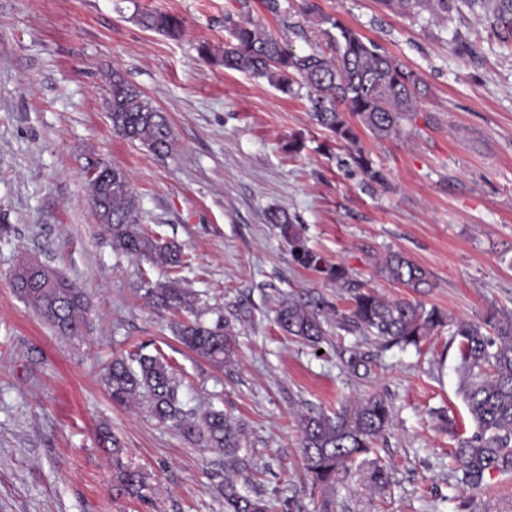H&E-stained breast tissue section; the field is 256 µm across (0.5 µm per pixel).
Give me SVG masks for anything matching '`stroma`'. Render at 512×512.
Segmentation results:
<instances>
[{"mask_svg":"<svg viewBox=\"0 0 512 512\" xmlns=\"http://www.w3.org/2000/svg\"><path fill=\"white\" fill-rule=\"evenodd\" d=\"M314 3L308 15L304 0H0V224L13 227L0 238V512H224L211 488L222 457L113 403L103 384L112 357L140 345L183 374L195 404L242 425L271 512L288 498L299 512H455L461 499L470 512H512V475L474 490L458 481L451 453L474 425L448 329L385 349L336 327L353 286L456 321L512 315V51L467 9L436 24L381 0ZM149 11L179 16L183 35L142 28L136 17ZM228 12L298 54L322 43L317 19L330 14L423 77L429 92L400 138L358 131L386 185L366 187L338 165L345 150L312 123L305 99L199 57V44L223 46ZM115 69L167 115V156L113 131ZM293 138L300 153L285 149ZM94 165L125 170L142 224L181 247L178 273L113 250L85 179ZM274 208L297 216L307 247L344 265L348 285L293 262L267 221ZM391 250L427 269L433 288L415 296L383 278L377 264ZM23 257L83 290L81 340L59 337L14 294L10 272ZM173 275L197 293L200 321L230 333L223 367L179 342L181 315L145 298V282ZM310 292L325 302L317 350L275 321L280 300ZM352 348L370 360L368 375L345 368ZM373 395L393 409L376 444L386 487H371L358 462L309 494L301 415ZM106 433L147 473L142 497L116 486Z\"/></svg>","mask_w":512,"mask_h":512,"instance_id":"1","label":"stroma"}]
</instances>
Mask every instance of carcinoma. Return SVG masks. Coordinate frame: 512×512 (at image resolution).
I'll return each mask as SVG.
<instances>
[{"instance_id": "obj_1", "label": "carcinoma", "mask_w": 512, "mask_h": 512, "mask_svg": "<svg viewBox=\"0 0 512 512\" xmlns=\"http://www.w3.org/2000/svg\"><path fill=\"white\" fill-rule=\"evenodd\" d=\"M396 12L449 19L468 7L484 9V19L503 44H512V0H381ZM137 22L147 30L178 37L182 20L170 13H143ZM321 34L327 50L297 54L263 25L244 21L232 13L224 15L228 39L223 48L203 43L201 57L225 68L248 72L265 79L281 93L298 95L307 90L311 118L333 133L348 148L341 163L362 176L367 186L386 183L384 173L375 168L368 154L358 146V135L349 117H355L373 135L398 137L403 122L415 111L428 88L422 76L397 58L381 51L379 45L323 14ZM112 129L130 142H138L157 156H166L173 134L165 115L118 70L112 71ZM99 220L112 236V248L143 258L151 265L177 271L184 260L179 247L148 233L141 224L140 203L131 190L126 172L112 167L105 181L89 184ZM268 221L280 227L288 239L294 261L301 267L325 274L337 283H346L347 269L328 265L308 249L293 218L284 210L273 209ZM387 280L423 293L433 287L430 274L400 252L388 254L379 267ZM14 293L30 305L59 335L74 339L82 335L85 300L81 289L69 283L55 269L40 265L36 270L15 268L10 273ZM144 297L165 311L193 312L197 295L172 279L150 284L144 281ZM323 301L311 296L305 302H281L276 315L279 327L316 348L324 331L321 323ZM449 323L436 308L429 310L403 298H388L373 290L354 289L349 315L337 324L346 332H362L379 339L384 346L418 345L435 330ZM180 340L197 354L222 365L230 359V338L223 327L206 326L198 321L178 324ZM453 338L458 340L459 391L474 423L471 435L457 440L453 456L462 472V483L472 489L483 485L492 471L512 472V316L490 314L481 324L454 323ZM112 401L140 403L159 424L171 425L187 440L224 457V476L214 485L224 499V512H267L261 493L249 494L243 487L251 483L246 469L248 449L241 443L242 427L224 411L211 405L202 410L190 405V385L183 381L159 353L145 347L112 358L102 376ZM392 418V408L381 396H372L344 408L331 417L306 415L301 419V455L310 479V490L325 489L348 464L373 450ZM122 448L112 440V461L120 487L137 496L146 486L139 469L120 461Z\"/></svg>"}]
</instances>
